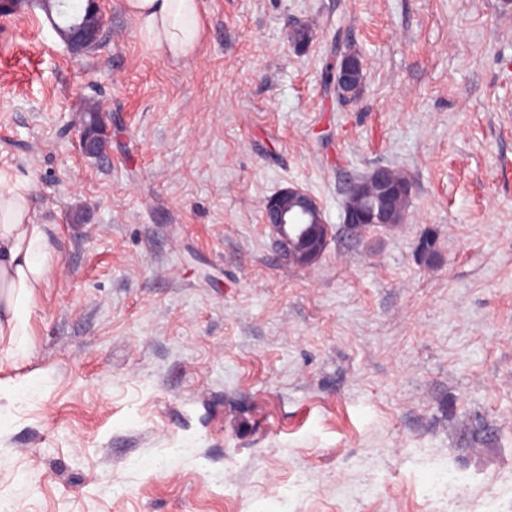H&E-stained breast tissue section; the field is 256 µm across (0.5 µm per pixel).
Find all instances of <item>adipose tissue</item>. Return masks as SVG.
<instances>
[{
	"mask_svg": "<svg viewBox=\"0 0 512 512\" xmlns=\"http://www.w3.org/2000/svg\"><path fill=\"white\" fill-rule=\"evenodd\" d=\"M146 39L173 60L190 58L201 37L200 0H124ZM57 252L52 228L31 221L27 199L0 192V355L26 357L31 306L48 285Z\"/></svg>",
	"mask_w": 512,
	"mask_h": 512,
	"instance_id": "obj_1",
	"label": "adipose tissue"
}]
</instances>
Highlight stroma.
<instances>
[{
	"label": "stroma",
	"mask_w": 512,
	"mask_h": 512,
	"mask_svg": "<svg viewBox=\"0 0 512 512\" xmlns=\"http://www.w3.org/2000/svg\"><path fill=\"white\" fill-rule=\"evenodd\" d=\"M201 2L178 62L123 0L81 56L0 15V189L59 242L0 358V512H512V0ZM378 166L407 220L358 237L346 185ZM292 185L329 227L308 268L264 222ZM331 82L337 91L342 90L344 100H351L355 93L358 94L359 74L356 66L342 63L340 68H335L331 75ZM92 112H99L102 124L99 127H84L79 130V145L82 152L87 157H95L99 153L98 143L100 140V133L102 131L107 132L105 124L106 114L105 112H100L99 109H89L84 111L79 118V123H82L85 119H89Z\"/></svg>",
	"instance_id": "stroma-1"
}]
</instances>
